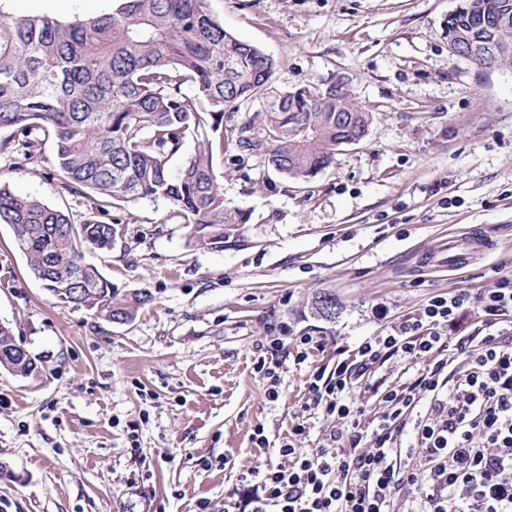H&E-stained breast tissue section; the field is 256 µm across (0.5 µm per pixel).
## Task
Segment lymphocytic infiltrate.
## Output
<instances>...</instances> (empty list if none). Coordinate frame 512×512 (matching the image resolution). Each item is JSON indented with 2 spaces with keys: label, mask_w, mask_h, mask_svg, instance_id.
Returning <instances> with one entry per match:
<instances>
[{
  "label": "lymphocytic infiltrate",
  "mask_w": 512,
  "mask_h": 512,
  "mask_svg": "<svg viewBox=\"0 0 512 512\" xmlns=\"http://www.w3.org/2000/svg\"><path fill=\"white\" fill-rule=\"evenodd\" d=\"M474 307L485 336H446ZM395 356L428 363L408 383L381 388L372 370ZM307 384L314 409L342 427L308 452L292 443L305 425L289 429L279 448L288 463L255 471L250 512H396L403 491V512H512V277L477 294L462 288L431 298L393 332L312 371ZM359 388L379 402L368 430L353 396ZM423 394L431 406L418 415ZM408 427L414 440L405 447ZM405 455L420 458V467L405 468Z\"/></svg>",
  "instance_id": "f902f5d3"
}]
</instances>
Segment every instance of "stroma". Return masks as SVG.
<instances>
[{
  "label": "stroma",
  "mask_w": 512,
  "mask_h": 512,
  "mask_svg": "<svg viewBox=\"0 0 512 512\" xmlns=\"http://www.w3.org/2000/svg\"><path fill=\"white\" fill-rule=\"evenodd\" d=\"M458 0H207L227 31L273 57L276 86L343 80L372 124L359 144L302 183L255 184L259 159L224 156V198L250 212L224 246H189L163 199L128 208L62 188L43 160L0 154V182L69 215L120 223L111 252L85 250L114 287L144 289L128 323L61 306L0 224V322L44 360L32 382L0 370V512H224L246 475L278 449L310 394L311 371L397 327L436 295L490 287L512 267V67L451 55ZM112 0H0V11L62 21ZM463 266L431 271L445 235ZM336 297L334 319L315 300ZM285 332L279 398L254 369L266 337ZM324 351L294 358L297 337ZM263 429L265 447L253 441Z\"/></svg>",
  "instance_id": "35a3bbf8"
}]
</instances>
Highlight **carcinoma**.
Listing matches in <instances>:
<instances>
[{"instance_id":"cac0c4a2","label":"carcinoma","mask_w":512,"mask_h":512,"mask_svg":"<svg viewBox=\"0 0 512 512\" xmlns=\"http://www.w3.org/2000/svg\"><path fill=\"white\" fill-rule=\"evenodd\" d=\"M112 12L60 21L0 13V153L32 163L54 145L62 186L117 205L164 199L199 248H224V225L249 215L229 208L219 165L224 150L261 159L256 183L274 173L307 181L336 151L361 141L372 113L336 82L273 87L276 61L224 29L207 0H113ZM463 52L496 42L509 52L476 57L512 67V0H460L446 21ZM243 116L224 137V118ZM193 152L172 170L187 144ZM0 224L9 225L30 272L64 306L130 322L152 301L121 292L83 249L109 248V223L74 224L65 213L0 185Z\"/></svg>"}]
</instances>
